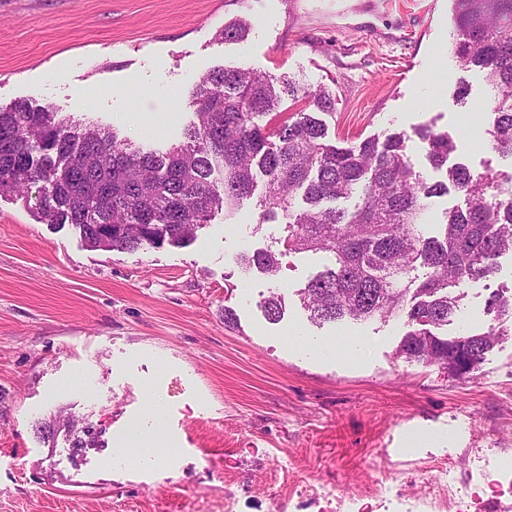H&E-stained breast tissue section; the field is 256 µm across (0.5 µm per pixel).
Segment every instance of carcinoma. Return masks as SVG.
Listing matches in <instances>:
<instances>
[{"mask_svg":"<svg viewBox=\"0 0 512 512\" xmlns=\"http://www.w3.org/2000/svg\"><path fill=\"white\" fill-rule=\"evenodd\" d=\"M453 11L454 54L461 68L483 72L491 86V148L512 163V0H454ZM249 32L247 21L235 19L219 38L242 43ZM286 97L308 106L281 112ZM190 103L196 122L187 142L145 152L94 124L65 134V120L48 109L0 108V197L38 184L41 222L75 226L93 249L133 252L190 243L214 212L232 216L262 177L259 223L281 216L288 234L283 250L244 253L239 261L275 277L284 255H328L330 264L297 289L312 322L401 319L407 331L398 357L458 378L512 335V294L502 289L487 300L493 324L444 332L463 298L453 289L488 279L499 258L512 255V191L491 173L475 176L463 163L448 165L457 149L448 133L421 125L410 135L334 145L323 119L336 112L332 93L244 67L206 72ZM414 137L425 145L429 167L445 169L446 180L431 182L416 170L407 153ZM450 186L463 204L446 211L438 234L428 236L422 217ZM339 199L354 204L323 206ZM284 311L282 295L265 299L269 320H280ZM62 432L79 452L97 447L105 429H86L71 415L38 428L51 448Z\"/></svg>","mask_w":512,"mask_h":512,"instance_id":"cac0c4a2","label":"carcinoma"}]
</instances>
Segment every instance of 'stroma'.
Masks as SVG:
<instances>
[{
	"instance_id": "1",
	"label": "stroma",
	"mask_w": 512,
	"mask_h": 512,
	"mask_svg": "<svg viewBox=\"0 0 512 512\" xmlns=\"http://www.w3.org/2000/svg\"><path fill=\"white\" fill-rule=\"evenodd\" d=\"M235 18L251 33L224 43ZM453 31L451 0H0V107L164 150L195 119V81L238 66L332 90L329 139L430 124L455 139L452 162L510 174L483 143L492 91L459 68ZM37 196L0 197V512H435L437 491L512 454V336L463 380L398 358L402 322L310 323L295 291L319 256H285L275 277L238 261L286 235L253 198L188 246L119 253L41 223ZM506 287L507 255L464 285L449 332L489 325L485 299ZM155 410L154 458L114 465ZM61 412L105 423L103 447L44 444L39 424Z\"/></svg>"
}]
</instances>
